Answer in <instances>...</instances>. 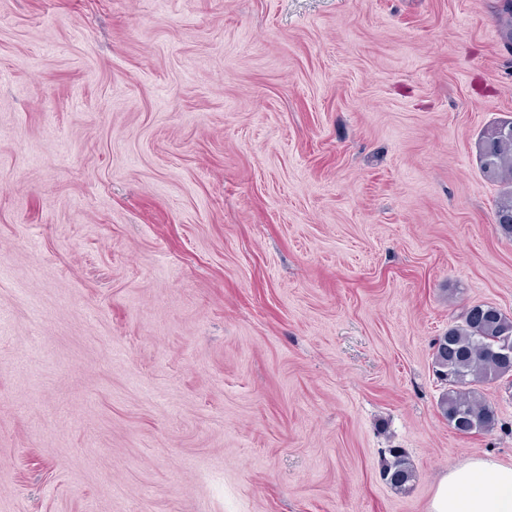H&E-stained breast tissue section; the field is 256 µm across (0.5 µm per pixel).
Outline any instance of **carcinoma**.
I'll list each match as a JSON object with an SVG mask.
<instances>
[{
	"label": "carcinoma",
	"instance_id": "1",
	"mask_svg": "<svg viewBox=\"0 0 512 512\" xmlns=\"http://www.w3.org/2000/svg\"><path fill=\"white\" fill-rule=\"evenodd\" d=\"M476 153L483 176L502 185L497 224L512 237V119L487 127L476 142ZM506 339L512 342V318L493 306L475 305L434 340L436 375L447 386L437 406L456 433L468 436L493 429L494 410L482 399L477 386L512 379V360L506 362L491 354ZM388 453L390 458L381 475L392 487L404 490L416 480V468L402 449L390 448Z\"/></svg>",
	"mask_w": 512,
	"mask_h": 512
}]
</instances>
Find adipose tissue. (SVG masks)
<instances>
[{
	"instance_id": "adipose-tissue-1",
	"label": "adipose tissue",
	"mask_w": 512,
	"mask_h": 512,
	"mask_svg": "<svg viewBox=\"0 0 512 512\" xmlns=\"http://www.w3.org/2000/svg\"><path fill=\"white\" fill-rule=\"evenodd\" d=\"M430 512H512V465L474 458L442 474Z\"/></svg>"
}]
</instances>
